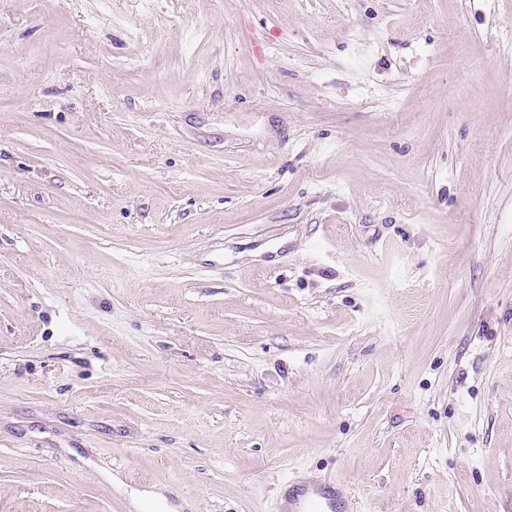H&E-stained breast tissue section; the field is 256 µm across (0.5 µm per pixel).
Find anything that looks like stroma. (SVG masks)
<instances>
[{
  "label": "stroma",
  "mask_w": 512,
  "mask_h": 512,
  "mask_svg": "<svg viewBox=\"0 0 512 512\" xmlns=\"http://www.w3.org/2000/svg\"><path fill=\"white\" fill-rule=\"evenodd\" d=\"M512 512V0H0V512ZM296 491L301 499L289 497V503L295 504V508L289 512H337L344 508L345 499L348 498L345 491L331 489V487L314 486L312 492L307 486H302Z\"/></svg>",
  "instance_id": "obj_1"
}]
</instances>
